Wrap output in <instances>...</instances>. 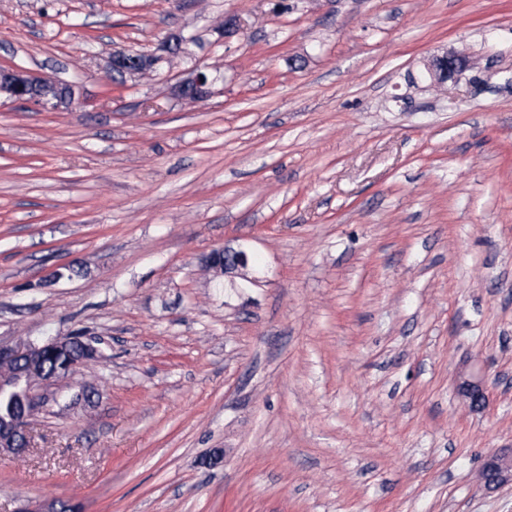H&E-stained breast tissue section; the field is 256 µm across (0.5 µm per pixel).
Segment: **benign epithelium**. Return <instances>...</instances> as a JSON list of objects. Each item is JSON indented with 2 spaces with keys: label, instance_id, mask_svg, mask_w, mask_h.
Masks as SVG:
<instances>
[{
  "label": "benign epithelium",
  "instance_id": "obj_1",
  "mask_svg": "<svg viewBox=\"0 0 512 512\" xmlns=\"http://www.w3.org/2000/svg\"><path fill=\"white\" fill-rule=\"evenodd\" d=\"M189 41L181 35L168 38L163 50L168 54H189ZM161 57L118 50L112 53V71L125 74H148L160 62ZM462 60L455 56H442L427 66L432 83L441 84L454 77L461 68ZM215 79L208 72L197 68L193 76L174 86V94L181 99L202 100L212 94ZM78 85L74 82L48 81L37 73L19 66L0 67V96L13 102L34 105L42 110L55 111L70 107L77 99ZM248 253L239 248H222L210 253L204 267L216 278L232 269L244 276L248 270ZM71 350L65 370L47 375L38 369V362L47 352ZM98 359V350L74 334L68 337L50 338L43 343L21 342L15 346L0 344V394L21 389L22 396L13 418L0 425V453L15 456L24 454L32 447L30 420L44 403L40 392L42 385L69 377L82 366ZM463 393L474 410L485 403V391L478 383H468ZM479 481L487 491L512 487V448H500L488 455L481 466ZM74 503L57 498H44L27 504L17 512H69Z\"/></svg>",
  "mask_w": 512,
  "mask_h": 512
}]
</instances>
